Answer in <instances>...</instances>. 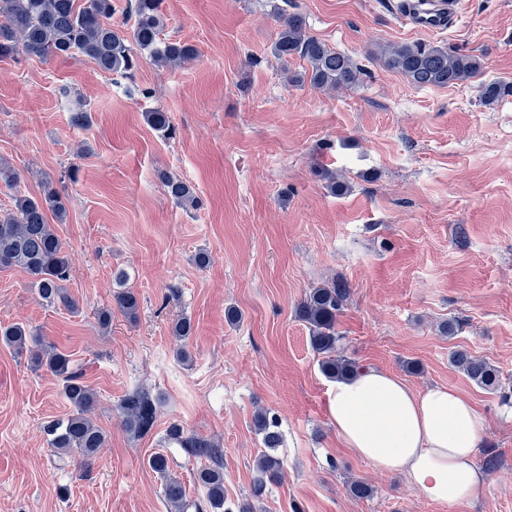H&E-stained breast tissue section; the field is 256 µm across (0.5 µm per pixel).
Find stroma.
<instances>
[{"label":"stroma","mask_w":512,"mask_h":512,"mask_svg":"<svg viewBox=\"0 0 512 512\" xmlns=\"http://www.w3.org/2000/svg\"><path fill=\"white\" fill-rule=\"evenodd\" d=\"M282 3L365 67L363 82L289 83L306 63L272 54ZM162 11L163 37L197 49L176 69L146 55L130 78L83 56L0 60V163L20 178L16 191L0 184V212L43 181L64 188L55 230L79 305H43L27 273L3 268L0 326L26 325L71 355L106 435L90 464L53 456L43 425L71 412L62 383L0 344V512H170L147 464L155 452L185 489L184 512H196L207 461L167 441L174 423L221 445L227 502L246 503L265 449L260 410L279 420L284 474L255 512H512V97L479 98L480 82L512 81V0H464L441 33L404 27L386 0H163ZM410 41L481 55L480 80L420 89L374 61L379 46ZM156 108L172 135L146 123ZM81 109L88 124L75 121ZM165 173L193 185L196 205L168 196ZM330 173L347 193H331ZM335 280L350 290L337 323L346 357L418 392L451 387L485 415L480 456L496 467L473 502L429 501L341 446L335 383L296 316L309 288ZM122 286L139 296L137 318L116 311L101 328L96 313ZM185 316L194 332L183 344L172 326ZM451 321L455 334L443 333ZM456 350L498 369L499 389L460 372ZM134 389L159 399L138 438L119 410ZM357 479L370 497L349 494Z\"/></svg>","instance_id":"1"}]
</instances>
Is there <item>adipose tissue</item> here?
<instances>
[{"label": "adipose tissue", "mask_w": 512, "mask_h": 512, "mask_svg": "<svg viewBox=\"0 0 512 512\" xmlns=\"http://www.w3.org/2000/svg\"><path fill=\"white\" fill-rule=\"evenodd\" d=\"M329 408L344 447L376 471L403 474L430 501L470 502L487 482L478 464L487 419L455 389L418 393L395 375L367 368L337 382Z\"/></svg>", "instance_id": "ef3b65f1"}]
</instances>
